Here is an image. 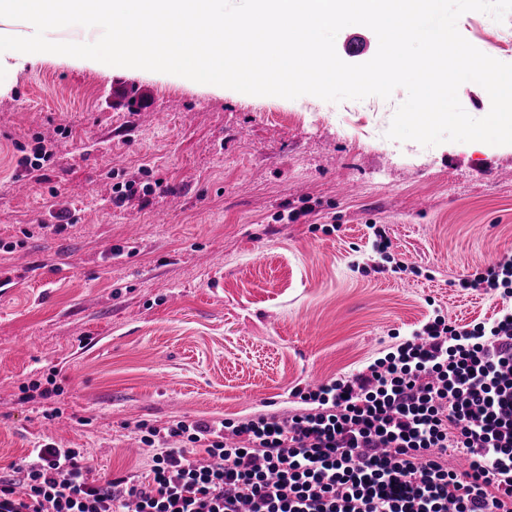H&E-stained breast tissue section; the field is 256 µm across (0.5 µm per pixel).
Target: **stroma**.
<instances>
[{
  "instance_id": "stroma-1",
  "label": "stroma",
  "mask_w": 512,
  "mask_h": 512,
  "mask_svg": "<svg viewBox=\"0 0 512 512\" xmlns=\"http://www.w3.org/2000/svg\"><path fill=\"white\" fill-rule=\"evenodd\" d=\"M457 27L512 64V14ZM405 98L245 97L14 60L0 83V473L53 443L88 449L95 474H141L153 452L136 423L284 416L293 390L361 370L435 314L489 321L501 299L453 282L512 253V145L387 139ZM38 144L51 158L23 174L16 148ZM126 181L140 191L115 204ZM375 224L422 277L375 272ZM50 379L57 396L25 400Z\"/></svg>"
}]
</instances>
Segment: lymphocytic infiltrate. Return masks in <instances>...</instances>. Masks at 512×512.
<instances>
[{"mask_svg": "<svg viewBox=\"0 0 512 512\" xmlns=\"http://www.w3.org/2000/svg\"><path fill=\"white\" fill-rule=\"evenodd\" d=\"M458 285L504 306L470 327L435 315L357 373L295 389L285 417L136 424L155 450L141 476L32 449L0 477V512H512V254ZM451 450L468 470L444 465Z\"/></svg>", "mask_w": 512, "mask_h": 512, "instance_id": "1", "label": "lymphocytic infiltrate"}]
</instances>
